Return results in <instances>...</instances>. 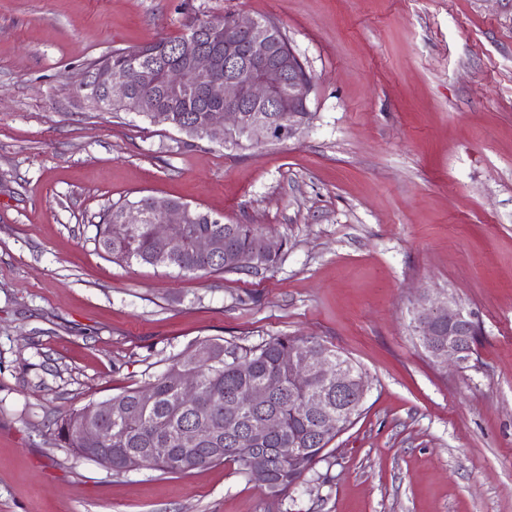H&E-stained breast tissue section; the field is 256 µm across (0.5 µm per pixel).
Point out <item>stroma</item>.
<instances>
[{
  "mask_svg": "<svg viewBox=\"0 0 512 512\" xmlns=\"http://www.w3.org/2000/svg\"><path fill=\"white\" fill-rule=\"evenodd\" d=\"M224 14L278 22L310 73L296 137L179 146L87 107L99 57ZM145 195L282 251L256 274L114 263L96 226ZM422 293L475 313L472 368L424 352ZM273 336L369 386L282 499L232 462L116 474L55 437L196 340ZM0 512H512V0H0Z\"/></svg>",
  "mask_w": 512,
  "mask_h": 512,
  "instance_id": "35a3bbf8",
  "label": "stroma"
}]
</instances>
